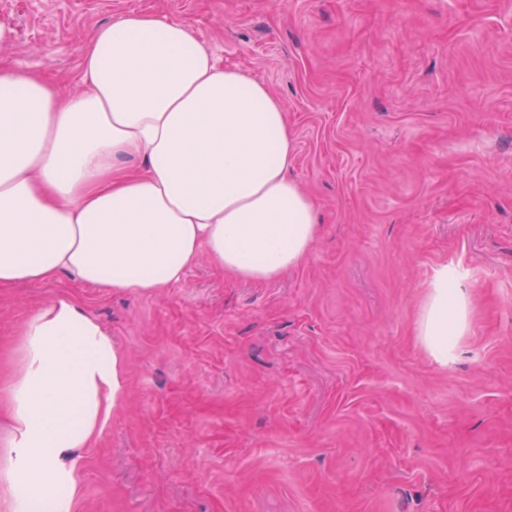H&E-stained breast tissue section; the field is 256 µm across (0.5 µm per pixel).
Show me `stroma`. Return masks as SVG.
<instances>
[{"instance_id":"obj_1","label":"stroma","mask_w":512,"mask_h":512,"mask_svg":"<svg viewBox=\"0 0 512 512\" xmlns=\"http://www.w3.org/2000/svg\"><path fill=\"white\" fill-rule=\"evenodd\" d=\"M130 10L281 101L320 224L263 284L203 258L0 289L1 380L61 292L122 356L79 512H512V0H0V60L79 90L78 38ZM444 267L470 314L443 366L417 321Z\"/></svg>"}]
</instances>
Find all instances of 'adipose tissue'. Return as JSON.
I'll return each instance as SVG.
<instances>
[{
	"instance_id": "1",
	"label": "adipose tissue",
	"mask_w": 512,
	"mask_h": 512,
	"mask_svg": "<svg viewBox=\"0 0 512 512\" xmlns=\"http://www.w3.org/2000/svg\"><path fill=\"white\" fill-rule=\"evenodd\" d=\"M77 93L0 63V288L51 282L147 292L179 284L200 255L265 283L317 235L290 177L296 138L280 101L218 63L191 25L132 11L79 40ZM468 324L439 272L418 334L447 364ZM21 360L0 386V512H78L80 449L127 395L123 361L68 293L21 325Z\"/></svg>"
}]
</instances>
